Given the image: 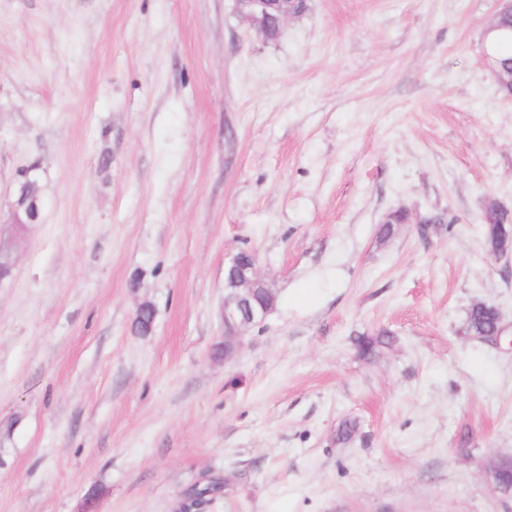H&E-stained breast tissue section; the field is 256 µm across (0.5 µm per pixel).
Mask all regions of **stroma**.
<instances>
[{"instance_id":"35a3bbf8","label":"stroma","mask_w":512,"mask_h":512,"mask_svg":"<svg viewBox=\"0 0 512 512\" xmlns=\"http://www.w3.org/2000/svg\"><path fill=\"white\" fill-rule=\"evenodd\" d=\"M494 10L308 0L266 42L234 0H0V512H174L207 475L202 512H512ZM240 250L278 303L224 357ZM478 302L498 339L468 332ZM23 180L16 183L13 201L11 203V220L14 231L16 227L23 228L25 224H34L40 218L41 199L37 182L25 172ZM25 218V220H23ZM15 234H20L15 231Z\"/></svg>"}]
</instances>
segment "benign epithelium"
Wrapping results in <instances>:
<instances>
[{"instance_id": "7a95c632", "label": "benign epithelium", "mask_w": 512, "mask_h": 512, "mask_svg": "<svg viewBox=\"0 0 512 512\" xmlns=\"http://www.w3.org/2000/svg\"><path fill=\"white\" fill-rule=\"evenodd\" d=\"M236 11L245 18L256 34L265 41L278 38L286 21L300 15L293 0H234ZM505 15L512 16V0H496V10L489 26L512 37V27L501 24ZM492 72L500 85L512 83V69L486 54ZM41 214V199L37 182L28 175L16 183L11 203L13 227L22 228L36 223ZM276 295L267 287L254 258L234 255L224 266V354L239 348L246 333L265 320L275 307Z\"/></svg>"}]
</instances>
